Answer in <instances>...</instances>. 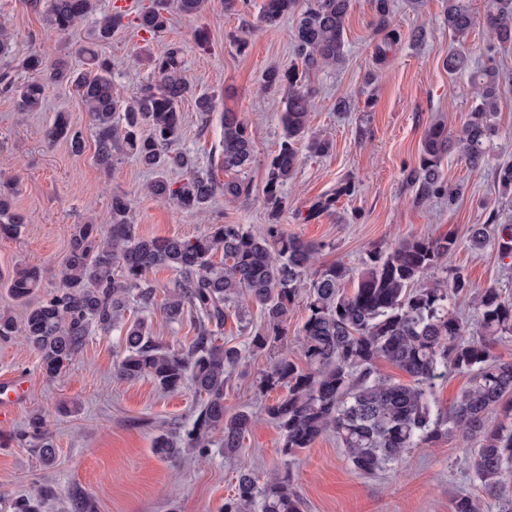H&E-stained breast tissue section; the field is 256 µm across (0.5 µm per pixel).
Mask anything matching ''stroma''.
Listing matches in <instances>:
<instances>
[{
	"mask_svg": "<svg viewBox=\"0 0 512 512\" xmlns=\"http://www.w3.org/2000/svg\"><path fill=\"white\" fill-rule=\"evenodd\" d=\"M120 0H96V16L79 23L68 35L46 37V0H0V26L14 35L12 54L0 58V71L9 70L15 83L28 79L21 60L39 54L48 60L67 58L81 67L79 50L94 36L96 17L113 13ZM264 0H247L237 10L224 0H209L205 11L189 18L172 12L163 37L133 26L120 27L98 50L112 60V83L120 97L129 98L141 85L156 82L149 56L169 45L182 49L183 69L196 93L211 95L214 117L200 124L192 101H184L180 148L197 167L217 181L225 174L217 156L222 138L219 116L224 109L239 112L255 141L254 161L244 178L249 196L234 202L216 197L208 213L180 209L173 201L148 193L153 175L132 158L116 155L111 169L95 159L96 137L86 108L71 85L45 83L41 111H23L13 96L0 95V178L14 180L18 193L13 206L25 222L16 236H0V310L23 317L3 283L14 269L37 265L43 289L56 285L74 225L107 224L111 198L132 201V220L151 237L195 239L211 224H241L261 231L266 223L263 187L267 166L277 150L283 127V94L260 88L263 71L294 65L283 19L276 28L259 19ZM390 28L400 38L386 57L376 55L385 30L372 0H351L346 26L347 53L342 65L310 74L314 93L312 131L328 136L332 152L324 157L302 154L293 179L284 188L286 208L282 226L288 234L316 244V265L340 262L360 269L369 252L398 238L454 234L457 250L444 261L446 275L462 273L474 289L499 288L512 295V256L497 245L472 249L471 225L485 223L489 213L512 217V204L502 199L496 180L501 163L512 161V80L500 88L497 132L483 168L471 169L458 153L443 162L456 202L441 196L417 202L406 182L414 167L420 141L434 122L457 132L465 121L473 88L467 76L449 74L443 60L452 46L443 14V0H393ZM424 37L413 41L412 32ZM246 33L248 47L239 50L232 37ZM349 98L346 111L336 109ZM66 113L85 140L82 152L69 143H48L45 131L56 113ZM355 187L338 198L330 211L311 216L319 199L333 194L339 182ZM223 339L245 349L261 321L258 307L248 306L237 318V303L228 306ZM307 318L296 306L288 319V339L264 352L247 353L230 376L224 392L227 410L254 415L238 455H223L212 446L206 457L166 460L153 449L156 437L186 423L199 403L191 387L164 394L151 379L121 381L112 374L117 333H92L83 352L57 378L47 379L23 336L0 342V378L24 376L28 396L0 420V512H12V502L53 488L43 512H66L68 494L80 487L90 497L92 512H223L235 491L241 464L251 466L258 483L274 472L289 470L304 512H451L452 498L461 492L481 497L483 512H500L497 499L483 495L470 467V442L459 433L436 443L408 449L401 465L373 475L358 473L347 460L335 435L326 434L284 461L280 433L263 407L285 396L284 388L260 393L256 379L278 358H301V330ZM40 412L55 448L53 463H43L20 444L15 434L33 412Z\"/></svg>",
	"mask_w": 512,
	"mask_h": 512,
	"instance_id": "obj_1",
	"label": "stroma"
}]
</instances>
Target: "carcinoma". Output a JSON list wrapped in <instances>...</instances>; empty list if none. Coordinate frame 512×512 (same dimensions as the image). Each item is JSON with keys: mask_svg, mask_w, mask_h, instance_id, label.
I'll use <instances>...</instances> for the list:
<instances>
[{"mask_svg": "<svg viewBox=\"0 0 512 512\" xmlns=\"http://www.w3.org/2000/svg\"><path fill=\"white\" fill-rule=\"evenodd\" d=\"M207 0H176L178 11L188 17L200 14ZM448 33L457 47L444 59L451 74H468L475 86V103L456 135L433 124L423 135L418 161L407 174V183L423 201L457 192L447 189L442 162L453 150L468 165L479 169L486 161L487 142L496 132L492 117L498 112L500 73L495 67L470 70L465 45L477 24L470 0H444ZM94 0H49L46 32L61 36L95 12ZM350 0H314L300 7V0H265L261 22L277 27L295 17L289 43L299 66L286 70L271 67L262 76L267 90L284 93L283 138L272 157L263 189L267 224L252 233L241 224H211L205 234L184 240L148 238L131 220L132 203L124 195L111 201V223L79 224L70 238L67 257L58 271L57 285L40 291L42 271L25 266L7 280L12 296L25 303L22 322L9 311L0 312V341L24 336L37 354L48 378L60 376L83 351L95 330L121 332L123 354L115 363L116 375L126 381L151 379L163 392L189 385L202 398L189 425L178 435L159 436L155 451L160 457L181 458L187 452L208 453L211 438L222 434L223 453L241 448L244 433L253 422L250 412H229L224 406V385L243 359L236 346L216 343L214 331L224 326L226 303L237 298L261 308L263 322L248 343L256 355L288 337V317L299 301L308 316L303 324L302 355L306 368L284 356L259 376L261 391L279 387L287 394L265 406L268 418L281 435L280 453L293 459L321 436L334 433L348 460L359 472L372 474L398 464L406 450L435 443L455 430L478 441L469 449L474 476L488 496L499 499L501 512H512V362L496 359L493 345L512 336V297L486 288L474 297L477 328L466 336V326L454 313L451 301L466 297L472 286L456 273L439 278L443 260L457 248L448 234L412 236L369 252L358 273L342 263H332L307 277L317 247L288 234L281 224L286 202L283 188L293 178L300 148L324 156L330 140L309 132L312 93L307 74L335 67L345 60L346 21ZM117 16L105 15L95 25V39L112 38ZM135 28L151 35L169 24L167 11L155 5L137 13ZM483 23L492 36L489 54L512 50V0H490ZM85 68L78 71L65 59L48 68L44 57L30 55L22 62L29 74L18 86L8 72L0 74V94L18 93L27 112L41 109L43 76L74 86L85 105L96 133V161L112 167L114 152L122 151L155 174L150 194L173 200L184 210L205 212L217 192L228 199L247 197L249 183L240 178L254 159V141L239 113L221 115L224 136L220 166L231 178L218 184L212 175L195 169L185 152L176 148L182 132L180 105L194 97L195 112L208 123L213 99L192 95L183 76L181 49L170 47L149 57L160 77L157 84L141 86L129 100L113 92L112 62L94 45L80 49ZM49 142L65 140L75 152L84 147L80 131L71 127L66 113L57 114L46 130ZM169 169L187 173L172 187L164 174ZM501 195L512 199V163L496 172ZM345 181L336 193L314 203L311 215L329 210L336 198L353 193ZM17 185L0 182V234L18 232L23 217L13 208ZM469 242L482 248L495 242L512 252V222L500 223L492 213L487 223L471 226ZM224 252V266L212 257ZM168 267L179 274L164 302L159 304L169 325L190 322L192 342L173 349L163 344L148 320H124L128 306L154 309L157 289L148 278L155 268ZM356 285L342 289L347 280ZM385 361L410 377L401 383L382 376ZM450 368L470 376L469 387L447 410L436 398L434 380L439 369ZM17 440L34 449L41 461L51 463L55 449L41 415L33 414ZM53 496L45 487L35 496L15 501L14 512H41L44 499ZM69 512H90V499L80 489L69 495ZM224 512H303L302 502L290 485L288 472H277L262 486L241 464L233 497L224 501ZM451 512H482L479 498L460 494Z\"/></svg>", "mask_w": 512, "mask_h": 512, "instance_id": "carcinoma-1", "label": "carcinoma"}]
</instances>
